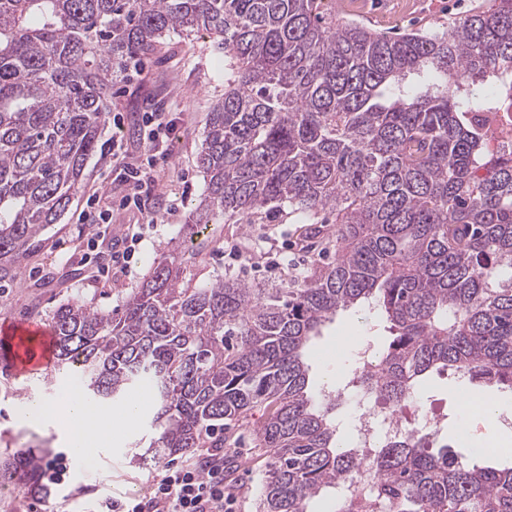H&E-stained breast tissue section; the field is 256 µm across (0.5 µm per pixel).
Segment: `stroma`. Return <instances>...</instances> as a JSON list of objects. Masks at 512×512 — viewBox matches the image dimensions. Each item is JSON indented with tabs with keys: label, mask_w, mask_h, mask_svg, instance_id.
I'll use <instances>...</instances> for the list:
<instances>
[{
	"label": "stroma",
	"mask_w": 512,
	"mask_h": 512,
	"mask_svg": "<svg viewBox=\"0 0 512 512\" xmlns=\"http://www.w3.org/2000/svg\"><path fill=\"white\" fill-rule=\"evenodd\" d=\"M364 10L356 15L337 12L340 21L353 20L370 31L397 36L424 27H444L461 17L472 0H362ZM224 92V55L206 32L189 37L171 36L154 54L132 58L126 70L113 72L107 98L110 115L120 126L105 124L99 148L88 159L79 191L61 219L43 230L39 243L16 256L20 275L0 282V312L18 320L49 324L53 313L67 303L81 302L120 315L136 288L163 258L186 256L183 285L196 287L230 274L264 288L278 286L295 273L304 272L312 258L323 251L324 239L309 238L301 224H212L208 245L198 259H191V237L196 230L189 213L205 190V176L197 166V154L210 106ZM148 112L170 113L178 136L169 155L156 161L158 188L142 207L124 205L125 187L116 177L112 162V137H119L127 161L147 157L142 118ZM99 201L86 206L89 194ZM110 216L113 231L126 224L144 225V240L135 255L131 276L117 277L100 286L93 268L83 256L101 216ZM156 225H148L149 216ZM386 320L374 307H353L339 312L311 344L307 362L310 379L332 389L344 381L357 362L360 345L380 348L387 338ZM66 374L56 366L24 376L0 367V461L20 451H31L41 461L69 454L62 428L21 425L17 404L38 398H53L58 381ZM465 382L453 373L432 375L416 404L447 414L442 434L454 442L456 451L474 448L469 422L464 418ZM234 440L224 451L230 472V487L236 497L235 512H257L261 484L272 462L255 445L250 428L233 426ZM150 431L133 423L113 433L112 444L100 454L97 467L70 468L62 484L50 492L35 493L8 479L0 484V512H94L99 501L145 496L152 479L171 465L174 458L154 462L141 460Z\"/></svg>",
	"instance_id": "35a3bbf8"
}]
</instances>
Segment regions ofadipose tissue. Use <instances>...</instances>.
Instances as JSON below:
<instances>
[{"instance_id":"1","label":"adipose tissue","mask_w":512,"mask_h":512,"mask_svg":"<svg viewBox=\"0 0 512 512\" xmlns=\"http://www.w3.org/2000/svg\"><path fill=\"white\" fill-rule=\"evenodd\" d=\"M469 410L476 423L483 428V442L501 448L512 446V436L500 425V406L497 402L480 397L470 404ZM58 418L67 420L70 425L68 437L72 447L88 456L96 454L98 444L108 436L112 428L105 413L91 410L74 396L39 400L26 413L27 422L33 424L48 423Z\"/></svg>"}]
</instances>
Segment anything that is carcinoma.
Instances as JSON below:
<instances>
[{
  "label": "carcinoma",
  "mask_w": 512,
  "mask_h": 512,
  "mask_svg": "<svg viewBox=\"0 0 512 512\" xmlns=\"http://www.w3.org/2000/svg\"><path fill=\"white\" fill-rule=\"evenodd\" d=\"M200 30L224 47V95L197 155L196 223L291 218L324 235L334 260L279 288L231 276L183 288L170 256L118 318L60 306L56 356L80 365L91 404L149 387L155 461L222 448L231 423L261 411L253 432L273 462L258 512H310L361 467L336 423L357 391L402 408L452 370L512 395V150L489 152L478 124L512 108V0H477L445 31L399 37L339 23L324 0H0V281L79 190L112 68ZM324 211L334 221L316 220ZM364 304L391 339L358 390L331 400L312 388L306 351L338 311ZM373 465L374 496L336 512L379 500L512 512V466L469 465L436 437H395ZM0 472L48 489L31 454Z\"/></svg>",
  "instance_id": "1"
}]
</instances>
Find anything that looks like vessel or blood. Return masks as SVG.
<instances>
[{"label": "vessel or blood", "instance_id": "1", "mask_svg": "<svg viewBox=\"0 0 512 512\" xmlns=\"http://www.w3.org/2000/svg\"><path fill=\"white\" fill-rule=\"evenodd\" d=\"M54 336L50 329L36 322L0 320V363L17 374L31 368H47L54 362Z\"/></svg>", "mask_w": 512, "mask_h": 512}]
</instances>
